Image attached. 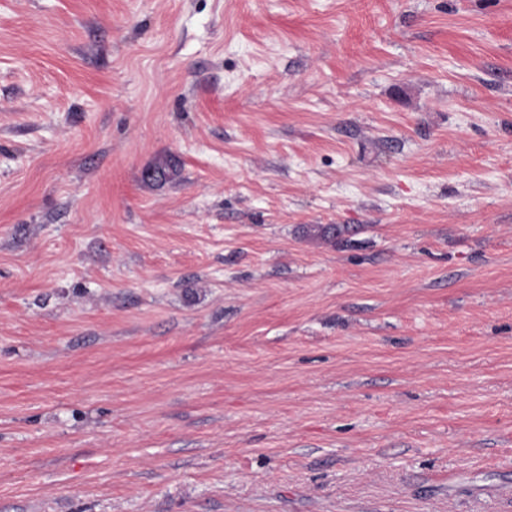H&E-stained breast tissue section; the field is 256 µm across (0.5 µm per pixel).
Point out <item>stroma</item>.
<instances>
[{"label": "stroma", "mask_w": 512, "mask_h": 512, "mask_svg": "<svg viewBox=\"0 0 512 512\" xmlns=\"http://www.w3.org/2000/svg\"><path fill=\"white\" fill-rule=\"evenodd\" d=\"M0 512H512V0H0Z\"/></svg>", "instance_id": "stroma-1"}]
</instances>
